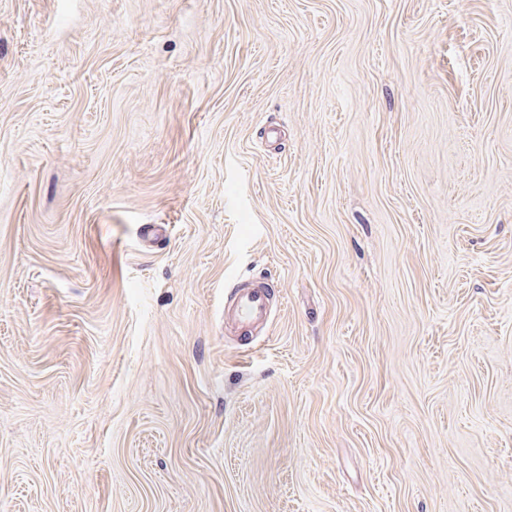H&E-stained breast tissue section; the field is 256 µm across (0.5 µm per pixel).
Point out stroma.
<instances>
[{
    "instance_id": "obj_1",
    "label": "stroma",
    "mask_w": 512,
    "mask_h": 512,
    "mask_svg": "<svg viewBox=\"0 0 512 512\" xmlns=\"http://www.w3.org/2000/svg\"><path fill=\"white\" fill-rule=\"evenodd\" d=\"M0 512H512V0H0ZM267 291L265 288H241L235 298L232 308L224 311L227 320H232L242 326L262 323L267 315Z\"/></svg>"
}]
</instances>
